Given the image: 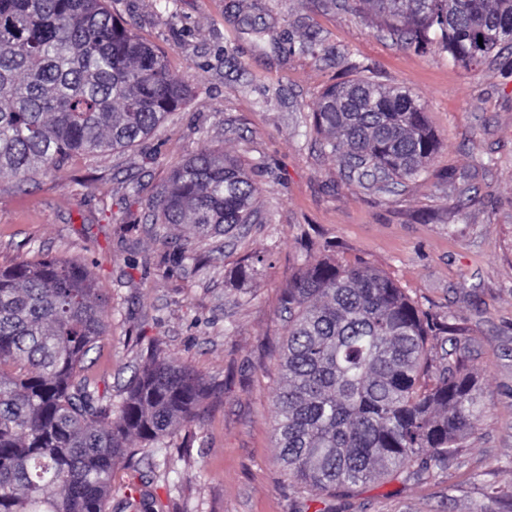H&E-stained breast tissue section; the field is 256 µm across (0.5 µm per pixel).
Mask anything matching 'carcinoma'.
I'll return each instance as SVG.
<instances>
[{"mask_svg": "<svg viewBox=\"0 0 512 512\" xmlns=\"http://www.w3.org/2000/svg\"><path fill=\"white\" fill-rule=\"evenodd\" d=\"M404 45L434 43L466 66L504 49L512 0H361ZM483 44H478V39ZM188 89L163 52L115 20L107 0H0V177L23 181L73 156L152 134ZM344 168L361 158L385 189L438 150L425 106L358 76L314 112ZM258 188L234 159L203 149L153 199L156 220L195 238L257 218ZM288 338L274 398L288 478L332 495L407 467L448 462L472 430L480 384L463 357L433 365L434 323L382 271L307 261L283 295ZM106 332L105 301L84 267L55 259L0 268V512H109L112 471L195 420L206 385L160 348L118 403L85 374Z\"/></svg>", "mask_w": 512, "mask_h": 512, "instance_id": "carcinoma-1", "label": "carcinoma"}]
</instances>
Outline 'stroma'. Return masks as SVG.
<instances>
[{"instance_id": "stroma-1", "label": "stroma", "mask_w": 512, "mask_h": 512, "mask_svg": "<svg viewBox=\"0 0 512 512\" xmlns=\"http://www.w3.org/2000/svg\"><path fill=\"white\" fill-rule=\"evenodd\" d=\"M162 50L188 94L134 146L74 156L26 183L0 178V267L84 264L108 329L87 356L99 389L122 398L153 345L216 390L166 438L168 461L118 466L110 507L154 512H304L317 491L278 462L275 362L288 337L283 293L304 261H361L421 310L458 325L482 409L457 458L421 453L395 476L337 491L335 512H512V61L476 66L404 47L358 0H109ZM316 40L315 53L289 45ZM418 96L439 147L389 191L350 183L313 113L355 65ZM236 159L258 187L254 223L199 240L154 222L150 202L201 149ZM257 272L245 277V265Z\"/></svg>"}]
</instances>
